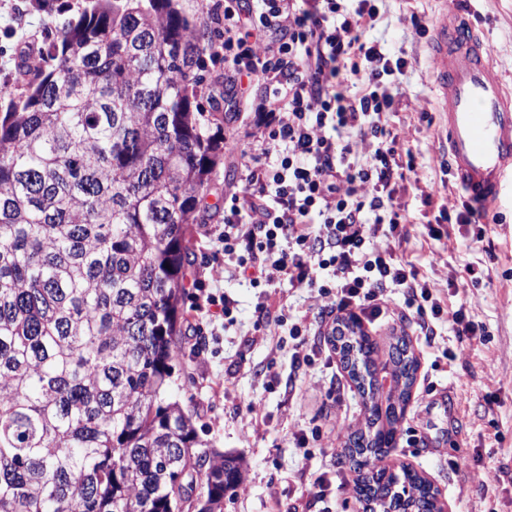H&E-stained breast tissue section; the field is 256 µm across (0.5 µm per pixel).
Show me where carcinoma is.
I'll list each match as a JSON object with an SVG mask.
<instances>
[{
  "label": "carcinoma",
  "mask_w": 512,
  "mask_h": 512,
  "mask_svg": "<svg viewBox=\"0 0 512 512\" xmlns=\"http://www.w3.org/2000/svg\"><path fill=\"white\" fill-rule=\"evenodd\" d=\"M215 33L177 0H87L43 50L25 94L0 99V512H224L241 458L199 440L173 397L190 225L224 164L221 118L199 101ZM358 387L376 342L341 321ZM343 451L382 456L417 359ZM357 498L434 512L431 485L352 467Z\"/></svg>",
  "instance_id": "1"
}]
</instances>
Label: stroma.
I'll return each mask as SVG.
<instances>
[{
  "label": "stroma",
  "instance_id": "1",
  "mask_svg": "<svg viewBox=\"0 0 512 512\" xmlns=\"http://www.w3.org/2000/svg\"><path fill=\"white\" fill-rule=\"evenodd\" d=\"M82 0H0V87L25 91L19 66L37 57L46 40L76 18ZM379 18L367 41L380 44L407 65L392 88L393 126L401 128L415 156V169L397 189L396 201L412 224L404 257L437 283L443 307L464 309L477 327L459 338L440 326L428 346L407 322L370 325L368 331L387 353L391 337L405 335L418 361L403 419L398 425V463L428 480L449 512H512V187L479 224H448L442 211L457 214L466 201L444 151L429 39L448 13L465 14L488 56L512 80V0H380ZM424 26L416 28L412 16ZM205 111L222 112L225 143L260 136L255 113H240L232 91L233 73L223 60L209 64ZM433 191L431 204L422 194ZM441 225L435 241L427 228ZM444 265L430 267L432 250ZM456 278V287L445 281ZM218 291L233 302V319L208 323L193 305L185 307L188 328L182 339L177 397L196 419L200 440L242 457L247 492L224 504V512H362L353 477L336 463L350 428L360 427L365 408L325 336L314 339L324 351L313 365L295 361L291 336L273 341L264 334L257 310L260 289L222 278ZM216 334L208 353L195 356L200 336ZM320 391L307 390L310 375ZM344 428L333 452L317 442L302 446L300 432ZM325 486H316L318 477Z\"/></svg>",
  "mask_w": 512,
  "mask_h": 512
}]
</instances>
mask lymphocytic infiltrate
I'll return each mask as SVG.
<instances>
[{
	"label": "lymphocytic infiltrate",
	"mask_w": 512,
	"mask_h": 512,
	"mask_svg": "<svg viewBox=\"0 0 512 512\" xmlns=\"http://www.w3.org/2000/svg\"><path fill=\"white\" fill-rule=\"evenodd\" d=\"M378 13L375 0H255L246 10L224 0V63L263 87L251 108L264 130L239 148L244 185L225 197L202 268L254 288L307 289L323 318L375 322L397 291L423 335L445 319L470 336L463 310L445 313L431 280L398 255L410 230L395 201L404 138L388 122V79L407 62L364 40Z\"/></svg>",
	"instance_id": "lymphocytic-infiltrate-1"
}]
</instances>
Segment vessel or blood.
Masks as SVG:
<instances>
[{"label":"vessel or blood","instance_id":"obj_1","mask_svg":"<svg viewBox=\"0 0 512 512\" xmlns=\"http://www.w3.org/2000/svg\"><path fill=\"white\" fill-rule=\"evenodd\" d=\"M430 47L453 175L470 202L491 206L512 182V90L460 14L434 27Z\"/></svg>","mask_w":512,"mask_h":512}]
</instances>
